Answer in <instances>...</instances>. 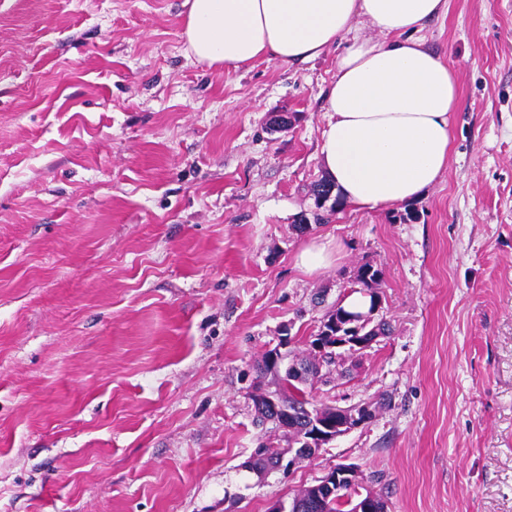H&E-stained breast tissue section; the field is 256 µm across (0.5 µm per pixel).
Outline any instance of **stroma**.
<instances>
[{
	"label": "stroma",
	"instance_id": "1",
	"mask_svg": "<svg viewBox=\"0 0 512 512\" xmlns=\"http://www.w3.org/2000/svg\"><path fill=\"white\" fill-rule=\"evenodd\" d=\"M183 3L0 0V512H269L339 463L388 512H512V0L423 32L458 85L440 180L303 234L341 46L210 67ZM366 263L392 332L312 395L373 419L244 468L278 437L256 364Z\"/></svg>",
	"mask_w": 512,
	"mask_h": 512
}]
</instances>
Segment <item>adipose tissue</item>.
Listing matches in <instances>:
<instances>
[{
    "instance_id": "1",
    "label": "adipose tissue",
    "mask_w": 512,
    "mask_h": 512,
    "mask_svg": "<svg viewBox=\"0 0 512 512\" xmlns=\"http://www.w3.org/2000/svg\"><path fill=\"white\" fill-rule=\"evenodd\" d=\"M181 37L197 61L231 71L319 57L341 40L327 93L324 169L345 204L374 210L416 198L446 170L452 66L420 33L448 0H185ZM365 19L378 38L354 34Z\"/></svg>"
}]
</instances>
